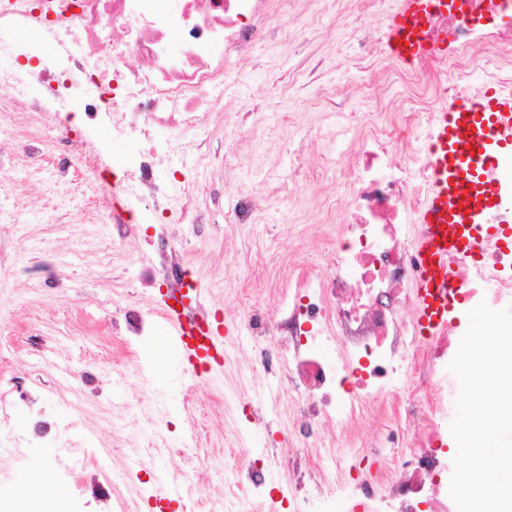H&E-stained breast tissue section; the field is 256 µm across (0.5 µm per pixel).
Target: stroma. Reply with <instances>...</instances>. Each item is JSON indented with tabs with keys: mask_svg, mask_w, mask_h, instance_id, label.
I'll return each mask as SVG.
<instances>
[{
	"mask_svg": "<svg viewBox=\"0 0 512 512\" xmlns=\"http://www.w3.org/2000/svg\"><path fill=\"white\" fill-rule=\"evenodd\" d=\"M351 51L349 28H339L328 48L333 63L327 78L335 85L345 84L349 72L374 75L379 70L352 58ZM293 64V59L264 47L259 65L225 88V96L236 97L238 105L214 116L223 150L235 147L240 112L273 96V75ZM312 98L307 91L279 98L252 135L254 156H264L270 167L287 166L290 146L316 120ZM30 134L42 138L41 173L36 177L23 153ZM347 147L341 138L307 142L304 165L310 181L294 184L289 194L268 204L262 223L242 232L225 234L226 199L220 190L201 197L215 226V241H197L186 225H173L182 248L194 257L191 274L202 283V303L226 328L229 346L223 367L192 380L166 337L167 296L145 283L115 285L126 262L150 269L154 253L145 241L146 225L124 237L113 235L108 212L89 209L99 176L86 160H74L65 180L50 182L48 175L67 145L48 127L46 117L0 115V150L17 159L10 175L20 189L11 202L29 217L25 224L0 223V262L13 269L9 279L0 280V360H9L8 365L0 363V381L39 384L35 413L60 422L75 413L81 417V425L60 430V440L88 437L105 449L104 457L86 459L79 474L87 512H109L111 479L127 480L129 512H147L160 479H192L205 501L222 502L224 466L241 459L242 429L250 432L256 447L269 451L268 488L298 482L307 491L318 472L335 469L336 455L325 447L323 430L302 438L288 414L269 409L268 396L285 406L292 395L284 379L257 371L246 317L255 309L276 315L296 281L315 285L329 272L336 227L321 221L312 183L340 189L342 173L319 170L316 163L329 153L345 154ZM300 224L309 231L297 248L293 237ZM128 309L151 319L147 339L127 340L121 320ZM157 341L163 347L155 357L145 345ZM146 410L162 414V433L171 450L138 463L131 441L143 431ZM398 419L390 403L365 402L354 426L357 456L376 461L377 441ZM303 441L309 446L304 457L296 453ZM58 454L55 444H29L12 465L14 484L36 477L39 498L64 496L67 486L54 475Z\"/></svg>",
	"mask_w": 512,
	"mask_h": 512,
	"instance_id": "1",
	"label": "stroma"
}]
</instances>
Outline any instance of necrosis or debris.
I'll return each mask as SVG.
<instances>
[{
	"label": "necrosis or debris",
	"instance_id": "4bbe7bcc",
	"mask_svg": "<svg viewBox=\"0 0 512 512\" xmlns=\"http://www.w3.org/2000/svg\"><path fill=\"white\" fill-rule=\"evenodd\" d=\"M311 2L0 0V29H33L57 46L47 62L39 45L0 43V55L14 61L0 70V105L50 115L60 126L78 110L134 144L121 176L99 183L98 199L111 204L113 223L127 224L134 214L155 225L150 275L164 282L188 320L200 322L206 315L194 296L192 259L170 244L166 220L188 219L200 241L212 238L210 220L173 142L156 140L152 131L162 126L175 140L192 138L198 165L212 168L206 146L217 134L213 115L224 108L225 84L254 61L257 44L272 43L295 58L273 85L281 93L315 89L320 119L303 137L345 136L343 161L326 155L318 165L342 166L347 181L341 194L322 186L316 191L323 222L340 226L330 273L315 288L297 283L277 319L248 315L255 341L274 340L277 350L259 367L283 369L301 432L346 429L358 402L382 399L403 410L385 444L406 434L412 439L391 474L325 478L307 494L306 512H457L449 494L454 463L448 447L457 392L448 382V365L466 332V308L512 300V250L492 238L479 261L449 257V279L460 297L447 328L427 335L404 319L421 271L407 228L425 205L432 173L415 141L396 137L393 129L430 126L455 99L480 93L472 78L479 67L486 80L512 91V0H464L460 11L433 5L421 34L425 51L408 69L393 62L388 42L371 24L381 0H319L322 14L335 21L352 15L354 50L391 64L384 85L348 90L323 81L331 32L311 14ZM219 43L220 58L213 52ZM476 45L483 51L478 58L471 54ZM360 96L372 105L361 121L352 110ZM162 164L171 173L165 184L153 177ZM30 399V391L0 388V431L18 450L30 436L52 431L48 423L19 420Z\"/></svg>",
	"mask_w": 512,
	"mask_h": 512
}]
</instances>
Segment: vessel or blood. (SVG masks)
<instances>
[{
    "label": "vessel or blood",
    "mask_w": 512,
    "mask_h": 512,
    "mask_svg": "<svg viewBox=\"0 0 512 512\" xmlns=\"http://www.w3.org/2000/svg\"><path fill=\"white\" fill-rule=\"evenodd\" d=\"M433 0H403L392 16L388 42L394 58L413 65L422 52L417 40ZM428 163L433 186L420 218L415 249L424 260L416 285V318L421 332L448 324V256L476 257L488 220L500 206V186L492 169L512 152V94L485 90L478 99H462L438 112L428 133ZM172 338L192 371L191 378L222 363L215 339L187 336L179 312L167 311Z\"/></svg>",
    "instance_id": "obj_1"
}]
</instances>
